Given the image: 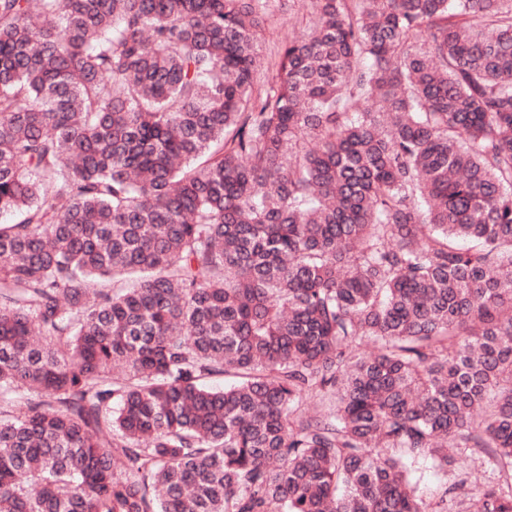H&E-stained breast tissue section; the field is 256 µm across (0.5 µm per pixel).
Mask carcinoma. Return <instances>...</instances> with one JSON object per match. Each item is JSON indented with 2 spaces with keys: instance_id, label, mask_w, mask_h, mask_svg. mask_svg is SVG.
<instances>
[{
  "instance_id": "1",
  "label": "carcinoma",
  "mask_w": 512,
  "mask_h": 512,
  "mask_svg": "<svg viewBox=\"0 0 512 512\" xmlns=\"http://www.w3.org/2000/svg\"><path fill=\"white\" fill-rule=\"evenodd\" d=\"M267 2L0 0V512H512V0ZM301 1H270L271 4L266 15L259 50L265 57L275 45L280 46L289 38L302 34V28L305 25V13L301 7ZM453 454L450 465H448V483L451 482L452 473L457 468L467 469L473 474V487L474 485L482 486L488 483L497 482L498 473L493 471L489 466L484 464L477 456H470L469 451L462 449L459 451L453 448L450 451Z\"/></svg>"
}]
</instances>
